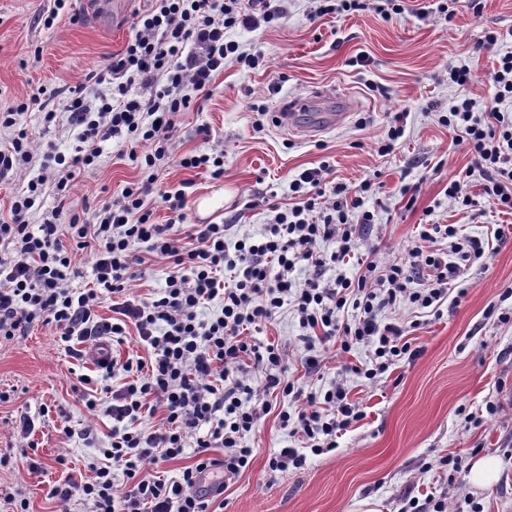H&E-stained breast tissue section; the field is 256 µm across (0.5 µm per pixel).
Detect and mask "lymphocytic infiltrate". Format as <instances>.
<instances>
[{
	"label": "lymphocytic infiltrate",
	"instance_id": "f902f5d3",
	"mask_svg": "<svg viewBox=\"0 0 512 512\" xmlns=\"http://www.w3.org/2000/svg\"><path fill=\"white\" fill-rule=\"evenodd\" d=\"M287 12L288 0H153L125 50L99 77L107 93L93 104L75 88L60 110L43 112L47 126L56 123L59 112L67 113L77 131L73 155L34 154L28 132L16 120L28 103L0 113V132L7 134L0 173L19 167L34 173L14 197L8 219H0V340L39 323L53 327L62 345H76L80 359L84 344L107 338L124 343L132 327L150 352L146 361L101 362L107 377H126L111 404L85 401L90 414L112 420L104 459L90 462L91 478L67 474L50 487L48 498L78 499L84 512H210L218 495L201 487V474L209 469L230 480L250 465L254 450L244 437L270 412L273 391L290 403L278 414L282 428L300 435L308 451L283 448L270 454L271 471L298 468L307 455L335 450L342 432L364 419L359 403L349 399L340 381L308 392L286 379L285 348L256 342L255 332L291 306L308 374L320 371L327 342L336 340L345 353L368 349V364L351 371L377 382L391 366L419 354L408 339L417 322H386L383 312L402 305L415 313L438 310L457 277L449 254L465 261L484 254L478 238L459 242L456 225L424 224L403 261L384 267L370 261L348 275L363 231L374 222L366 203L376 187L368 180L353 189L327 186L324 164L291 180L299 204L272 206L260 234L246 232L232 243L226 240L227 225L188 223L183 187L159 189L157 171L169 157L176 119L189 106L183 88L208 91L229 62L257 68L260 56L246 52L235 33L271 26ZM486 80L489 97L464 98L439 122L471 154L487 202L512 215V115L503 108L512 103V51L499 55ZM110 140L128 146L142 180L124 187L93 218L64 216L57 205L41 222H32L46 183L65 198L72 183L94 169ZM153 193L171 213L167 223H154L145 206ZM442 240L448 252L437 250ZM85 250L94 259V285L70 288L76 255ZM147 252L171 267L164 288L151 297L128 287ZM300 269L308 278L297 279ZM215 300L219 311L200 319L199 308ZM106 301L113 313L109 320L96 312ZM346 311L350 319L341 320ZM258 373L264 376L259 386ZM158 414L163 428L144 429L143 421ZM190 439L197 446L194 464L170 480L153 474V467L182 456ZM212 448L220 449V456H209Z\"/></svg>",
	"mask_w": 512,
	"mask_h": 512
}]
</instances>
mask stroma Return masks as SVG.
I'll return each mask as SVG.
<instances>
[{
    "label": "stroma",
    "instance_id": "obj_1",
    "mask_svg": "<svg viewBox=\"0 0 512 512\" xmlns=\"http://www.w3.org/2000/svg\"><path fill=\"white\" fill-rule=\"evenodd\" d=\"M49 0H0V113L26 101L28 111L17 121L26 127L37 154H72L76 129L67 122L44 126L42 106H55L69 88L81 87L87 99L105 92L95 77L104 73L114 55L124 51L133 36L137 12L148 0H133L131 12L111 31L96 29L83 0H69L51 28L37 18ZM401 17L383 20L374 11L312 18L310 0H290L288 15L277 25L237 33L247 50L262 53L266 64L247 70L225 66L209 94L192 93L191 105L177 123L172 162L158 170L160 187L188 183V221L226 224L228 239L258 232L270 213L256 205L258 197L287 206L293 197L292 175L328 162L330 183L355 188L372 180L375 222L366 230V245L378 266L403 261L415 241V227L425 219L461 224L467 233L488 239L482 258L464 267L461 302L445 301L440 316H425L411 333L421 353L401 360L385 377L368 383L347 376L351 400L362 404L366 416L338 440L336 450L308 456L300 468L273 472L268 457L299 441L281 429L276 416L284 405L272 398V412L246 434L254 457L246 470L229 482L223 512H347L353 499L374 497L381 512H404L406 494L423 499L432 495L448 503V512H512V321L498 315L512 309L504 294L512 291V234L499 241L498 226L511 225L512 215L486 207L470 211L453 205L447 196L449 179L467 176L471 195L482 192L483 180L471 173V156L455 145L454 134L438 115L457 100L488 95L486 74L496 64L494 53L477 51L488 29L512 32V0H458L452 20H444L436 0H404ZM466 63L473 82L459 89L448 81L449 65ZM334 86L356 103L345 124L313 139H302L274 125L272 113L287 101L311 90ZM261 105L265 114L252 112ZM406 111L405 135L389 155L375 145L383 136L386 111ZM208 126L210 139L197 136ZM223 153L224 175L212 179L202 169L186 170L175 160L187 153ZM438 168L424 177L425 168ZM141 172L125 148L104 143L93 171L77 179L65 209L80 213L102 207ZM419 187L408 203L404 184ZM224 198L225 203L200 215V198ZM301 333L291 309L282 308L260 335L264 342H288L287 375L318 390L328 387L343 366L369 360L360 347L339 356L327 352L320 376L305 377L301 365ZM98 377L90 360L65 351L54 329L37 325L13 340L0 341V512H11L10 497L24 495L28 512H80L79 501L50 499V485L66 471L84 474L98 457L97 448L61 429L92 428L98 437L109 433V417H92L78 398L79 375ZM495 413H487V405ZM30 416L32 437L42 463L30 471L20 435V416ZM500 457L505 480L473 492L465 479L470 461L479 454ZM67 466H60L58 456ZM453 457L456 475L438 465Z\"/></svg>",
    "mask_w": 512,
    "mask_h": 512
}]
</instances>
